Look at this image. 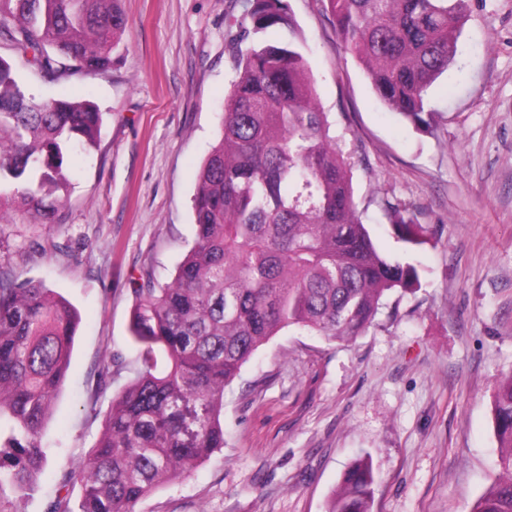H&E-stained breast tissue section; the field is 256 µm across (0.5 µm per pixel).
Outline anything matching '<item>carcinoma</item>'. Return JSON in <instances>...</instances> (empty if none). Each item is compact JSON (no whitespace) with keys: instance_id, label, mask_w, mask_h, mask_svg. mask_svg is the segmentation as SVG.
I'll list each match as a JSON object with an SVG mask.
<instances>
[{"instance_id":"obj_1","label":"carcinoma","mask_w":512,"mask_h":512,"mask_svg":"<svg viewBox=\"0 0 512 512\" xmlns=\"http://www.w3.org/2000/svg\"><path fill=\"white\" fill-rule=\"evenodd\" d=\"M345 52L378 99L416 129L432 128L429 90L454 64L466 0H322ZM228 43L236 72L219 140L192 198L194 242L173 280L135 288L133 379L78 473L80 512H133L224 447V391L242 366L290 327L352 339L383 297L418 282L417 267L383 255L362 223L350 163L331 135L287 0H245ZM125 20L120 0H0V39L55 81L112 68ZM271 29L286 41L251 35ZM103 112L90 99L43 101L0 57V206L40 224L71 185L72 154L95 144ZM396 239L422 227L389 201ZM77 309L44 282L0 280V490L34 487L47 462L42 431L66 380ZM501 476L472 512H512V373L494 400ZM367 459L344 474L327 512H372Z\"/></svg>"}]
</instances>
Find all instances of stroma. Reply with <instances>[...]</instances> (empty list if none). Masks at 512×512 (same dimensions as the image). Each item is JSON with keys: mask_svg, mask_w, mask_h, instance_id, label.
<instances>
[{"mask_svg": "<svg viewBox=\"0 0 512 512\" xmlns=\"http://www.w3.org/2000/svg\"><path fill=\"white\" fill-rule=\"evenodd\" d=\"M288 4L319 107L353 164L361 220L384 254L419 261V281L388 294L354 339L295 327L273 337L225 391L223 448L134 512H327L363 457L372 512H470L499 475L494 394L512 372V0H469L426 133L380 102L322 0ZM120 7L126 27L104 72L49 83L0 41L37 98L89 96L104 114L54 223L0 210V276L44 280L81 314L47 464L34 490H0V512H46L103 433L135 372L134 290L171 282L193 245L197 172L235 78L227 22L243 0ZM388 201L422 225L417 250L393 237ZM64 490L75 510L79 485Z\"/></svg>", "mask_w": 512, "mask_h": 512, "instance_id": "35a3bbf8", "label": "stroma"}]
</instances>
